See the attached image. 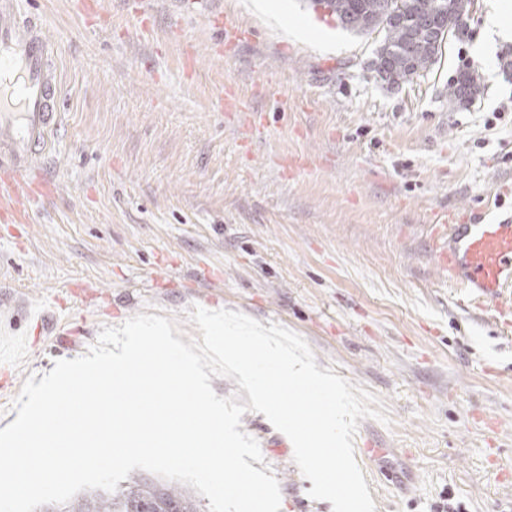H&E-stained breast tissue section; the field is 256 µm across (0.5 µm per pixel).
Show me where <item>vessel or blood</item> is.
I'll return each instance as SVG.
<instances>
[{"label":"vessel or blood","instance_id":"vessel-or-blood-1","mask_svg":"<svg viewBox=\"0 0 512 512\" xmlns=\"http://www.w3.org/2000/svg\"><path fill=\"white\" fill-rule=\"evenodd\" d=\"M21 0H0V195L30 190L37 157L59 125V76L38 18ZM434 254L448 284L471 302L512 313V216L491 224L448 222L434 230Z\"/></svg>","mask_w":512,"mask_h":512}]
</instances>
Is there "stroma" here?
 <instances>
[{
  "instance_id": "obj_1",
  "label": "stroma",
  "mask_w": 512,
  "mask_h": 512,
  "mask_svg": "<svg viewBox=\"0 0 512 512\" xmlns=\"http://www.w3.org/2000/svg\"><path fill=\"white\" fill-rule=\"evenodd\" d=\"M469 33L427 78L386 89L358 35L280 0L290 42L247 0H26L54 48L61 121L0 218V429L26 378L143 313L201 333L193 306L302 336L319 369L375 394L355 448L376 512H512V334L448 285L433 225L512 215V39ZM483 78L448 103L458 67ZM281 490L309 497L290 439L241 418Z\"/></svg>"
}]
</instances>
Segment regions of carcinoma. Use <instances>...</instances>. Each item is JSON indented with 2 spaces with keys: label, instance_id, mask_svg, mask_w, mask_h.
Segmentation results:
<instances>
[{
  "label": "carcinoma",
  "instance_id": "cac0c4a2",
  "mask_svg": "<svg viewBox=\"0 0 512 512\" xmlns=\"http://www.w3.org/2000/svg\"><path fill=\"white\" fill-rule=\"evenodd\" d=\"M312 7L331 17L343 29L383 38L370 61L374 80L399 87L425 78L443 56L445 46H453L467 36L466 0H310ZM445 23L452 41L426 29L428 20ZM484 91L478 72L461 68L448 84V103L467 106ZM201 512L195 496L186 489L155 476L133 472L114 492L84 490L59 512Z\"/></svg>",
  "mask_w": 512,
  "mask_h": 512
}]
</instances>
